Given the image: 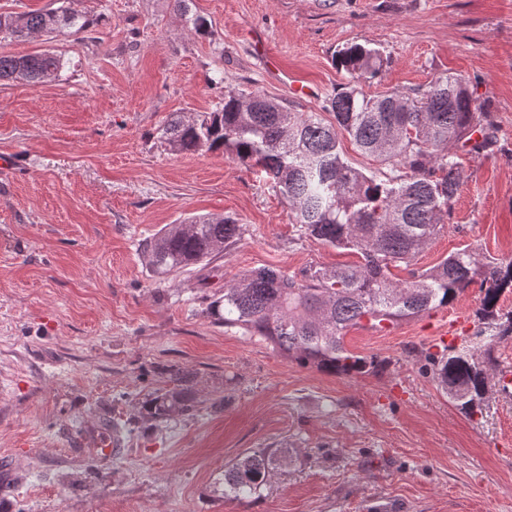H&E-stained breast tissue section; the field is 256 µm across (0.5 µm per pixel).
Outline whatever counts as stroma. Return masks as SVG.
<instances>
[{
    "label": "stroma",
    "mask_w": 512,
    "mask_h": 512,
    "mask_svg": "<svg viewBox=\"0 0 512 512\" xmlns=\"http://www.w3.org/2000/svg\"><path fill=\"white\" fill-rule=\"evenodd\" d=\"M87 31L0 52L51 50L42 84L0 82V512H512V391L469 417L427 360L435 329L474 315L454 303L347 348L384 368L334 375L289 360L205 308L238 275L354 262L308 237L261 175L223 152L179 154L160 138L176 114L260 90L323 111L349 74L340 50L377 49L366 94L412 92L454 74L494 118V155L461 157L446 227L415 261L464 246L512 258V0H193L211 33L172 0H73ZM314 88L295 96L288 78ZM235 218L238 239L208 264L157 279L141 248L168 224ZM189 375L202 408L154 424L138 403ZM224 404L212 406L211 398ZM120 435L107 457L98 443ZM293 448L258 498L225 500L243 451Z\"/></svg>",
    "instance_id": "1"
}]
</instances>
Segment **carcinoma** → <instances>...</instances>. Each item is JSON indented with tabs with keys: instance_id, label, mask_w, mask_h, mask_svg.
<instances>
[{
	"instance_id": "carcinoma-1",
	"label": "carcinoma",
	"mask_w": 512,
	"mask_h": 512,
	"mask_svg": "<svg viewBox=\"0 0 512 512\" xmlns=\"http://www.w3.org/2000/svg\"><path fill=\"white\" fill-rule=\"evenodd\" d=\"M188 2L175 0L177 12L195 34H207V20ZM88 25L85 15L66 4L0 12V29L17 40L78 34ZM337 62L353 83L331 99V121L254 90L228 95L214 112L176 115L162 128L173 152L222 151L259 169L287 200L304 234L359 257L357 263L298 275L269 267L247 271L225 286L206 314L226 328L262 338L303 365L357 374L376 371L384 361L347 349L350 329L365 323L388 328L445 306L477 285L481 299L473 335L426 356L449 400L473 416L482 412L497 370L494 348L512 336V309L499 306L500 297L512 292V259H481L466 246L426 269L413 267V261L448 223L463 182L455 150L494 153L492 115L463 77L439 76L411 95L370 96L358 82L379 73L378 51L354 44L339 51ZM63 67L61 56L52 52L1 53L0 81L42 83ZM342 134L379 168L365 172L344 161ZM240 232L241 225L230 218L190 217L147 240L144 257L154 274L166 275L218 256ZM399 266L408 270L402 281L392 273ZM174 381V387L156 390L140 403L150 420L166 422L198 410L197 392L181 377ZM294 461L288 448L240 454L224 468V499H251Z\"/></svg>"
}]
</instances>
